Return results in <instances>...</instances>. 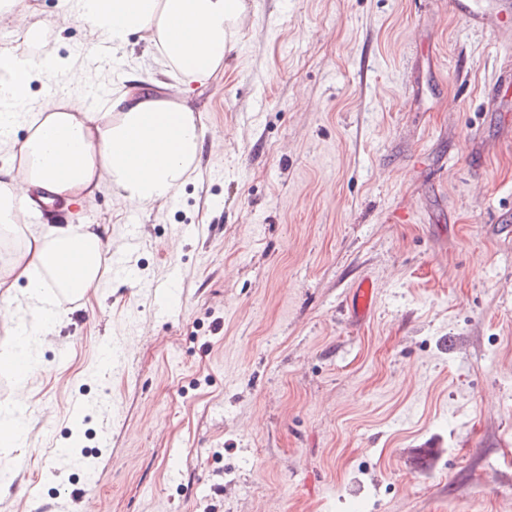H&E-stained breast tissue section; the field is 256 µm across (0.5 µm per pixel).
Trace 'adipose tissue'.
Instances as JSON below:
<instances>
[{
  "label": "adipose tissue",
  "mask_w": 512,
  "mask_h": 512,
  "mask_svg": "<svg viewBox=\"0 0 512 512\" xmlns=\"http://www.w3.org/2000/svg\"><path fill=\"white\" fill-rule=\"evenodd\" d=\"M244 0H74L75 18L95 41L121 47L138 36L183 87L210 82L232 50ZM65 85L62 93L31 99L34 80ZM83 66L55 52L0 51V233L21 245L0 253V297L24 283L29 325L0 343V367L33 374L29 331L49 332L65 313L66 297L100 287L102 262L112 246L103 224L32 226L30 193L62 201L94 199L116 189L133 208L172 200L197 170L200 117L184 99L132 88L89 107Z\"/></svg>",
  "instance_id": "adipose-tissue-1"
}]
</instances>
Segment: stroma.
Returning <instances> with one entry per match:
<instances>
[{"mask_svg": "<svg viewBox=\"0 0 512 512\" xmlns=\"http://www.w3.org/2000/svg\"><path fill=\"white\" fill-rule=\"evenodd\" d=\"M26 2L99 93L176 86L144 45L98 63L61 0ZM471 2L487 24L458 0H245L223 70L187 97L198 175L162 208L108 190L72 216L117 247L138 221L136 281L104 259L33 347L0 512L72 491L98 512H512V17L494 20L512 0ZM374 285L370 281H361L353 288L346 301V309L355 320L364 319L374 302Z\"/></svg>", "mask_w": 512, "mask_h": 512, "instance_id": "1", "label": "stroma"}]
</instances>
